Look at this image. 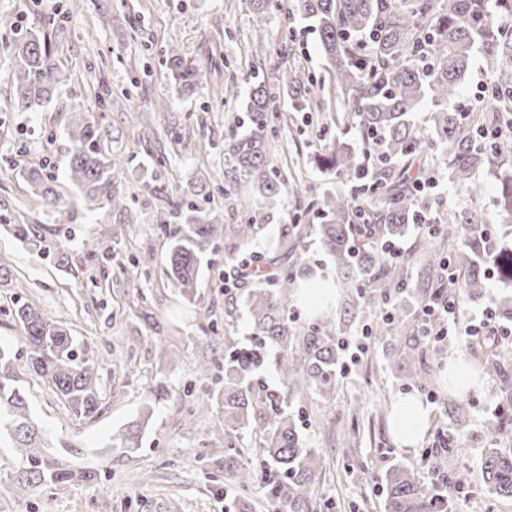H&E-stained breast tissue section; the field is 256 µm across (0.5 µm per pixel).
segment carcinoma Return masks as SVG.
<instances>
[{
	"label": "carcinoma",
	"mask_w": 512,
	"mask_h": 512,
	"mask_svg": "<svg viewBox=\"0 0 512 512\" xmlns=\"http://www.w3.org/2000/svg\"><path fill=\"white\" fill-rule=\"evenodd\" d=\"M301 15L313 23L326 59L329 87L336 108L349 110L336 138L322 145L314 161L323 172L345 171L350 184L327 190L304 211L296 223L284 224L280 238L290 250L303 249L304 240L316 237L333 258L340 274L337 287L346 290L343 317L319 318L303 327L288 315V297L304 273L305 263L284 267L267 252L251 251L245 259L267 267V281L247 295L250 344L224 342L223 384L207 389L224 421V450L207 448L202 463L223 466L224 483L239 492L242 512H249L247 489L259 485L265 497L302 512L315 494L316 474L322 461L300 437L288 397L312 390L328 391L340 372V336L361 317L387 312L370 327V335L395 337L397 347L387 358L390 371L404 389L425 391L432 386L426 360L429 337L412 316L434 299L458 297L477 302L488 292L487 261L493 262L501 282L491 295L499 318L512 321V143L479 147L476 139L485 128L512 129V33L502 32L494 14L512 15V0H296ZM255 32L263 25L271 0H251ZM80 0H67L64 12L54 15L56 32L66 30L69 15ZM12 64L14 106L27 112L49 104L63 83L46 34L26 31L3 43ZM481 58L494 80L477 107L458 108L461 89L476 58ZM168 70L190 96L207 82L210 71L185 65L172 50ZM315 81L295 63L281 68L274 84L255 83L243 110L248 128L224 140V160L233 179L250 185V194L237 197L241 223L222 224L208 206L206 183L181 194L169 213L159 219L178 229L168 237L164 274L184 299L195 301L203 261L225 237V257L237 259L241 250L264 236L267 225L256 224L251 213L272 204L285 178L270 166L267 133L275 115L272 100L288 91L299 111H308ZM430 105L429 125L419 124L416 113ZM75 112L68 129L70 155L66 177L79 200L94 210L104 201L118 224H135L133 198L114 190L116 173L125 161L106 152L111 133L90 124ZM435 174L448 183L481 195L480 173L500 185L496 200L497 224H485L476 210L448 214V221L419 230L424 212L415 180ZM26 180L44 207L58 204L54 179L35 167ZM20 241L45 253V237L30 224H11ZM416 235L414 251L398 259L386 258L380 248ZM453 272L448 279L445 269ZM14 315L23 331L30 370L64 399L77 417H90L101 407L96 385V360L80 347L70 330L31 304L18 306ZM276 350L280 387L271 390L256 378L268 350ZM512 347L494 348L482 372L506 395L499 416L490 424L497 434L512 424ZM14 437L19 457L16 489L24 495L32 487L67 490L89 473L76 470L61 457L43 452L39 426L17 378L11 353L0 347V426ZM139 430L112 439L111 450L129 456L137 451ZM260 450L262 467L246 460V449ZM486 496L495 502L512 499V452L488 448L481 465ZM385 491V512H443L450 507L448 487L425 483L421 473L393 464L379 476Z\"/></svg>",
	"instance_id": "obj_1"
}]
</instances>
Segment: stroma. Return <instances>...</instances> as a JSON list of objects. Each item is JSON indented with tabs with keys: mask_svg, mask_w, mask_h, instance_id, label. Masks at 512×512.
Segmentation results:
<instances>
[{
	"mask_svg": "<svg viewBox=\"0 0 512 512\" xmlns=\"http://www.w3.org/2000/svg\"><path fill=\"white\" fill-rule=\"evenodd\" d=\"M112 2L115 15L102 24L98 10ZM63 0H0V15L21 29L48 22ZM266 18L261 40L251 35L249 0H82L68 22L66 37L54 40L55 59L66 82L52 103L35 112L14 106L11 63L0 54V264L12 278L0 282V347L8 349L26 395L32 419L46 446L74 466L91 471L92 479L67 492L45 487L17 493L14 440L0 433V512H234L235 492L223 478L206 474L196 461L203 446L224 445V424L204 395L206 384L196 375L199 361L223 357L225 340L250 335L245 306L236 311L237 326L224 329V256L205 265L195 301H186L164 274L168 240L158 221L178 194L193 183L211 182L224 169V137L242 117L241 104L256 79H269L287 51L315 79L323 77L319 36L292 0H279ZM179 48L187 63L213 68L207 84L190 98L177 99L163 60ZM108 67H101V60ZM112 93V108L101 111L94 87ZM82 103L86 120L112 132V151L128 165L115 181L118 192L134 194L139 221L117 224L112 211H94L62 194L56 207H43L32 195L24 172L32 166L64 178L68 162L69 107ZM168 110L142 127L139 114L160 104ZM280 117L269 138L270 161L281 175L301 174L304 194L282 193L274 205L261 206L255 223L267 225L259 252L287 256L278 240L281 225L292 223L299 206L321 193L327 178L313 163L321 141L335 138L336 127L319 130L317 113L295 111L292 101L277 96ZM498 183L483 179V194L471 199L461 187L440 183L424 195L433 215L447 218L458 208L478 209L487 223L498 221ZM30 224L46 237L49 254L30 250L9 227ZM101 240L98 257L86 260L85 241ZM70 255L57 263L55 252ZM147 261L149 274L132 271L129 255ZM29 303L71 329L91 347L102 402L93 417L79 419L26 366L16 305ZM161 337L163 347L153 346ZM366 352L349 361V371L336 388L323 394L306 391L292 398L303 439L323 463L317 474L318 499L335 502V512H384L382 487L376 477L389 461L421 471L426 482L439 475L428 469L422 453L452 439L459 448L458 466L469 473L463 492L454 493L452 512H512V500L487 503L481 459L489 445L488 426L501 396L487 377L468 391L469 423L457 429L450 404L459 392L448 382V363L475 368L488 355L485 346L450 353L433 367V384L420 395L432 409L430 424L417 448L397 449L390 432L391 409L403 390L384 371L385 342L368 338ZM163 382L166 395L152 399ZM193 395H185L186 386ZM152 416L140 434L133 457L104 455L112 435L140 421L144 407Z\"/></svg>",
	"mask_w": 512,
	"mask_h": 512,
	"instance_id": "35a3bbf8",
	"label": "stroma"
}]
</instances>
